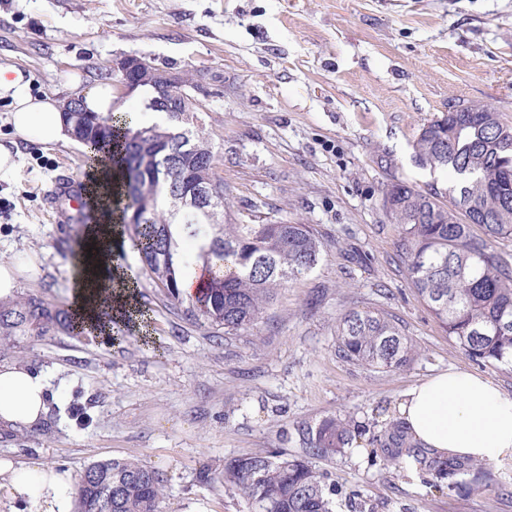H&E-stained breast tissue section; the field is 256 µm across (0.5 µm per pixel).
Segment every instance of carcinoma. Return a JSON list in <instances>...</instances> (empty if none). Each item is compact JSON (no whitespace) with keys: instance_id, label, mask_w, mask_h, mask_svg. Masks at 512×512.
<instances>
[{"instance_id":"cac0c4a2","label":"carcinoma","mask_w":512,"mask_h":512,"mask_svg":"<svg viewBox=\"0 0 512 512\" xmlns=\"http://www.w3.org/2000/svg\"><path fill=\"white\" fill-rule=\"evenodd\" d=\"M80 127L72 136L86 147L91 167L112 165V212L150 279L165 298L181 303V284L194 261L209 271L190 316L200 325L244 334L259 320L274 290L310 273L321 259V241L308 224H234L224 180L216 176L209 135L162 116L139 124L128 113H71ZM413 158L431 173L448 176L444 192L395 180L383 192L387 214L400 226L397 252L417 295L449 337L472 360L512 373V263L495 243L512 237V123L486 105H467L423 127ZM190 170L198 185L212 187L201 209L180 180ZM96 330L67 308L29 295L0 303V356L19 338ZM336 352L345 361L381 371L399 369L416 355L400 325L382 308L348 309L336 325ZM301 456L276 450L204 465L197 482H220L242 499L246 512H333L336 483L313 465L342 454L369 432L351 417L330 416L294 428ZM384 464L410 459L435 489H468L482 473L471 459L440 457L405 442L393 426L372 434ZM165 480L136 459L89 464L74 497L75 512H159Z\"/></svg>"}]
</instances>
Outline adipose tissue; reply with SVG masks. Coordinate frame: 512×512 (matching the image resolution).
<instances>
[{
	"label": "adipose tissue",
	"mask_w": 512,
	"mask_h": 512,
	"mask_svg": "<svg viewBox=\"0 0 512 512\" xmlns=\"http://www.w3.org/2000/svg\"><path fill=\"white\" fill-rule=\"evenodd\" d=\"M0 92L8 94L7 121L14 130L10 143L0 144V180L18 167L19 143L65 144L71 135L52 95L33 96L24 74L0 67ZM113 228L88 225L94 246V277H79L73 308L88 312L91 300H108L114 317L130 307V293L112 265ZM46 377L14 364L0 367V424L16 429L34 425L46 413ZM398 412L409 438L442 457L457 456L512 466V393L491 377L448 369L412 385L401 396ZM75 478L67 469L21 466L0 460V503L10 512H70Z\"/></svg>",
	"instance_id": "obj_1"
}]
</instances>
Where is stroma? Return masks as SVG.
I'll list each match as a JSON object with an SVG mask.
<instances>
[{
    "label": "stroma",
    "mask_w": 512,
    "mask_h": 512,
    "mask_svg": "<svg viewBox=\"0 0 512 512\" xmlns=\"http://www.w3.org/2000/svg\"><path fill=\"white\" fill-rule=\"evenodd\" d=\"M137 55L198 85L201 115L239 224H309L318 265L276 290L244 335L215 340L185 305H164L131 248L116 265L147 304L123 339L63 332L21 337L0 365L43 373L56 412L39 426L0 427V458L70 469L135 458L162 471L161 512H243L206 463L287 448L296 422L350 416L387 427L402 392L457 368L512 392V374L471 361L417 296L396 251L386 184L448 186L417 165L412 144L452 107L487 104L512 121V0H0V65L36 94L65 99L96 70ZM80 143L22 148L0 181V262L20 269L17 297L71 305L82 231L56 224L55 185L87 181ZM383 306L419 350L409 365L365 369L336 354V319ZM340 493L334 512H512V468L484 465L483 487L437 490L413 469L372 463L363 447L316 462Z\"/></svg>",
    "instance_id": "1"
}]
</instances>
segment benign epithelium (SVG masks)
<instances>
[{
    "mask_svg": "<svg viewBox=\"0 0 512 512\" xmlns=\"http://www.w3.org/2000/svg\"><path fill=\"white\" fill-rule=\"evenodd\" d=\"M108 72L116 77V82L130 94L142 83H150L160 90L166 91L172 86L179 88L177 103L169 101L166 95L156 98L154 108L161 112H180L182 120L201 128V119L198 113L204 111L200 101L196 98L197 88L184 77V75L162 70L142 57L128 55L112 60Z\"/></svg>",
    "mask_w": 512,
    "mask_h": 512,
    "instance_id": "obj_1",
    "label": "benign epithelium"
}]
</instances>
